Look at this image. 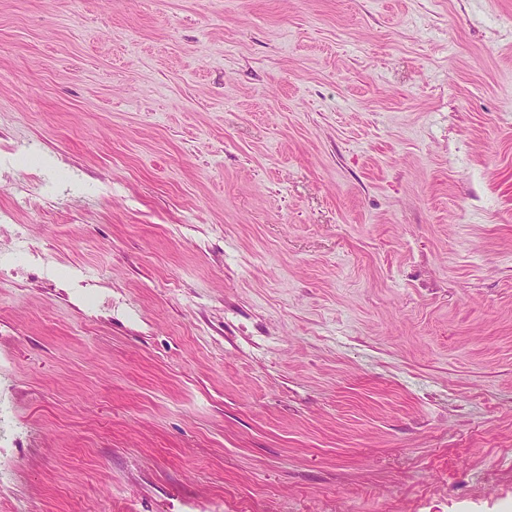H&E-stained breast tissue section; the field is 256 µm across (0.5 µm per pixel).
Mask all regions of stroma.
Here are the masks:
<instances>
[{
    "mask_svg": "<svg viewBox=\"0 0 512 512\" xmlns=\"http://www.w3.org/2000/svg\"><path fill=\"white\" fill-rule=\"evenodd\" d=\"M0 512H512V0H0Z\"/></svg>",
    "mask_w": 512,
    "mask_h": 512,
    "instance_id": "35a3bbf8",
    "label": "stroma"
}]
</instances>
